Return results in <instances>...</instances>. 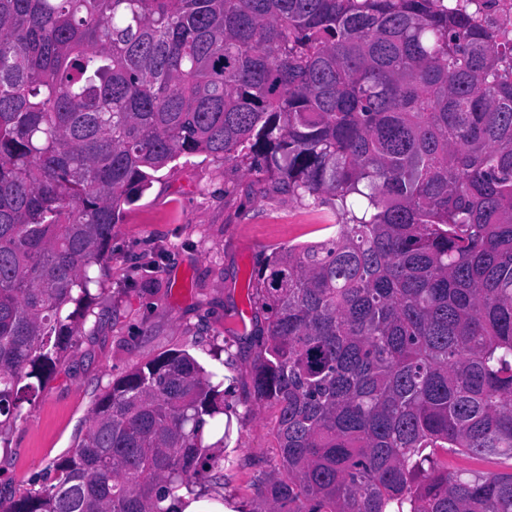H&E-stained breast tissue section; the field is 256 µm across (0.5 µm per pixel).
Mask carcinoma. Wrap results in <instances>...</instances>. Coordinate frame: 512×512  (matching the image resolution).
<instances>
[{
    "label": "carcinoma",
    "instance_id": "1",
    "mask_svg": "<svg viewBox=\"0 0 512 512\" xmlns=\"http://www.w3.org/2000/svg\"><path fill=\"white\" fill-rule=\"evenodd\" d=\"M182 156L342 220L255 275L280 472L252 512H512V44L469 0H0V445ZM223 386L185 351L134 367L0 512L224 500Z\"/></svg>",
    "mask_w": 512,
    "mask_h": 512
}]
</instances>
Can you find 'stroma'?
Listing matches in <instances>:
<instances>
[{
	"mask_svg": "<svg viewBox=\"0 0 512 512\" xmlns=\"http://www.w3.org/2000/svg\"><path fill=\"white\" fill-rule=\"evenodd\" d=\"M337 217L234 162L183 157L127 205L112 231L106 274L73 347L0 447V498L41 489L52 462L84 437L113 380L170 350L224 377L230 439L224 495L242 512L278 462L271 411L254 402L252 334L266 325L249 279L273 248L328 236Z\"/></svg>",
	"mask_w": 512,
	"mask_h": 512,
	"instance_id": "obj_1",
	"label": "stroma"
}]
</instances>
